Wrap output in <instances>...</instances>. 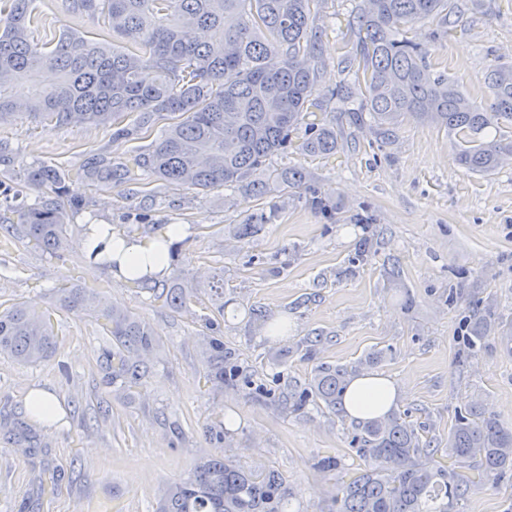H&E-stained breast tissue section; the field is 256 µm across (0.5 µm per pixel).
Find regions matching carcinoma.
<instances>
[{
    "label": "carcinoma",
    "mask_w": 512,
    "mask_h": 512,
    "mask_svg": "<svg viewBox=\"0 0 512 512\" xmlns=\"http://www.w3.org/2000/svg\"><path fill=\"white\" fill-rule=\"evenodd\" d=\"M34 0H10L0 26V124L14 119L19 105L13 87H32L29 114L44 123L110 125L112 139H132L163 123L161 135L131 163L90 155L81 174L95 186L114 188L152 175L177 190L190 187L207 194L249 180L246 190L258 207L245 212L235 234L244 238L275 220L280 199L305 189L297 169L269 167L272 156L292 144L305 154L330 157L339 145L336 128L323 118L324 102L313 98L321 61L315 24L323 0H66L77 15L102 19L108 41H92L73 30L53 40L34 38L38 24ZM452 0H362L356 16L357 39L343 59L355 71L362 113L391 136L407 118L443 128L455 138L459 164L473 173H491L512 156V139L490 137L489 130L512 126V64L488 74L493 102L483 108L428 61L411 25L427 20L443 33L453 24ZM211 32L208 42L195 32ZM58 71L55 85L38 81L41 69ZM155 78L147 82L142 72ZM132 123H125L129 115ZM25 183L38 193L36 203H20L18 219L30 242L55 254L68 245L66 212L82 206L67 197L65 173L47 163L30 166ZM198 297V286L174 278L165 303L176 310ZM58 310L95 307L108 344L97 357L103 384L131 400L151 373L149 356L159 341L148 324L106 302L104 294L77 285L57 289ZM53 311L37 312L14 304L0 312V354L24 364L49 358L56 346ZM497 338L512 357V321L485 312L470 323L468 348ZM208 391L224 393L238 385L237 369L224 337L206 336L201 344ZM349 370L314 369L306 387L283 407L299 413L309 404L336 408ZM219 454L201 453L188 478L166 484L155 512H300L279 471L244 466L226 441L224 418L202 424ZM350 447L366 462L339 488L336 512H452L470 479L463 469L480 463V479L495 482L512 472V426L478 404L457 411L448 435L453 465L432 469L422 461L430 444L397 414L360 421L352 427Z\"/></svg>",
    "instance_id": "1"
}]
</instances>
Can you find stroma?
I'll return each mask as SVG.
<instances>
[{
  "mask_svg": "<svg viewBox=\"0 0 512 512\" xmlns=\"http://www.w3.org/2000/svg\"><path fill=\"white\" fill-rule=\"evenodd\" d=\"M455 3L459 18L447 34L419 21L413 35L438 69L486 107L493 101L487 73L512 63V0ZM360 6L325 0L317 20L325 66L315 95L328 102L339 148L327 159L292 148L272 157L273 167L302 170L309 188L281 202L276 220L243 240L229 227L250 205L244 190L204 195L147 176L108 190L81 176L89 155L126 160L159 138L160 127L116 141L108 126L45 125L24 113L0 125V143L9 149L1 182L25 189V168L48 162L66 173L69 196L83 202L67 213V248L52 256L23 239L0 201V223L11 228L0 235V310L15 303L53 308L54 287L75 282L101 289L160 340L153 373L131 401L100 383L96 358L105 334L92 310L56 311V349L46 362L27 366L0 354V512H153L159 489L187 476L204 448L201 423L223 414L234 419L232 445L246 466L281 472L301 512H333L342 481L362 466L349 445L350 417L322 407L291 413L244 388L213 395L203 379L204 336L223 337L250 378L278 376L281 394L303 386L314 366L354 368L381 353L372 371L395 382V410L430 440L432 467L449 464L448 433L465 404L480 403L512 424V358L494 339L471 352L459 338L462 317L489 308L512 317V166L491 175L466 171L446 131L413 120L391 136L371 122H351L359 98L338 64L351 47ZM34 7L35 39L65 30L99 37L97 22L73 15L65 0H35ZM339 85L349 99H332ZM316 194L329 201L331 214L315 208ZM144 213L150 224H142ZM88 222L128 234L188 225L170 274L198 284L199 298L176 311L155 293L87 266L79 245ZM217 281L224 284L220 317L208 293ZM257 308L266 320L254 316ZM281 321L288 336L276 341L269 326ZM33 387L63 404V425L31 421L25 400ZM101 405L109 419H96ZM327 456L338 468L318 471ZM41 476L49 480L42 491ZM455 510L512 512V473L469 486Z\"/></svg>",
  "mask_w": 512,
  "mask_h": 512,
  "instance_id": "35a3bbf8",
  "label": "stroma"
}]
</instances>
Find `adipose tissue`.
I'll use <instances>...</instances> for the list:
<instances>
[{
    "mask_svg": "<svg viewBox=\"0 0 512 512\" xmlns=\"http://www.w3.org/2000/svg\"><path fill=\"white\" fill-rule=\"evenodd\" d=\"M185 227L168 224L155 235L128 237L109 224L87 225L81 251L90 266L108 269L118 280L133 284L142 278L164 280L171 270L170 249L181 240ZM397 399L392 380L378 375L355 376L343 406L352 417L367 420L389 413Z\"/></svg>",
    "mask_w": 512,
    "mask_h": 512,
    "instance_id": "1",
    "label": "adipose tissue"
}]
</instances>
